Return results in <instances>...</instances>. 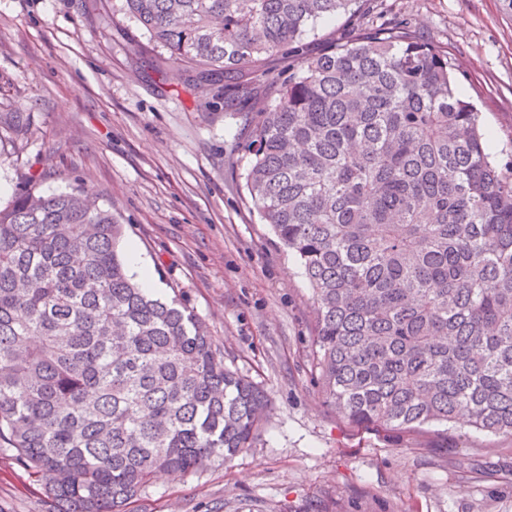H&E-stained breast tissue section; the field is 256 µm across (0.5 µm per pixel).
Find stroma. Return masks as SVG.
Instances as JSON below:
<instances>
[{"instance_id": "stroma-1", "label": "stroma", "mask_w": 512, "mask_h": 512, "mask_svg": "<svg viewBox=\"0 0 512 512\" xmlns=\"http://www.w3.org/2000/svg\"><path fill=\"white\" fill-rule=\"evenodd\" d=\"M459 67L488 149L512 159V16L501 0H373ZM125 0H0V208L30 178L111 204L122 251L164 298L207 326L228 367L262 385L268 417L252 448L193 475L160 473L134 512H512V436L468 428L451 448L429 433L348 425L313 369L315 306L297 258L245 188L250 127L235 84L205 97L162 80L163 57ZM40 482L0 457V512H47Z\"/></svg>"}]
</instances>
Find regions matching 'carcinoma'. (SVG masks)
Masks as SVG:
<instances>
[{
	"mask_svg": "<svg viewBox=\"0 0 512 512\" xmlns=\"http://www.w3.org/2000/svg\"><path fill=\"white\" fill-rule=\"evenodd\" d=\"M204 94L270 57L250 104L245 187L313 290L328 407L388 433L512 435V163L486 145L441 48L362 0H127ZM343 14L320 54L307 38ZM123 225L83 188L0 209V451L56 512H130L159 471L252 447L263 388L224 364L177 298L132 282Z\"/></svg>",
	"mask_w": 512,
	"mask_h": 512,
	"instance_id": "cac0c4a2",
	"label": "carcinoma"
}]
</instances>
